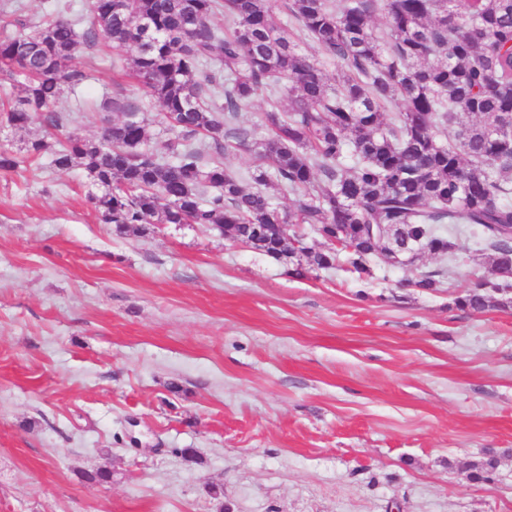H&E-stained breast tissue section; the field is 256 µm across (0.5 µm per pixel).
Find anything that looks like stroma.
Listing matches in <instances>:
<instances>
[{
  "label": "stroma",
  "mask_w": 512,
  "mask_h": 512,
  "mask_svg": "<svg viewBox=\"0 0 512 512\" xmlns=\"http://www.w3.org/2000/svg\"><path fill=\"white\" fill-rule=\"evenodd\" d=\"M73 64L92 109L56 110L94 139L112 65ZM94 190L46 155L0 170V512H512V307L454 304L473 227L294 278L197 224L116 234Z\"/></svg>",
  "instance_id": "stroma-1"
}]
</instances>
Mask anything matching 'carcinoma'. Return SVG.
Listing matches in <instances>:
<instances>
[{
    "instance_id": "cac0c4a2",
    "label": "carcinoma",
    "mask_w": 512,
    "mask_h": 512,
    "mask_svg": "<svg viewBox=\"0 0 512 512\" xmlns=\"http://www.w3.org/2000/svg\"><path fill=\"white\" fill-rule=\"evenodd\" d=\"M13 14L0 6V76L17 89L1 121L22 129L45 113L63 126L61 95L94 80L68 62L102 35L115 51L136 48L121 78L158 104L174 140L158 154L139 104L107 97L100 138L69 133L52 150L34 140L24 156L1 148L0 169L49 151L54 168L80 167L102 187L89 202L116 233L199 224L245 246L266 238L264 254L295 276L305 263L362 278L376 257L396 266L446 255L447 225L471 224L489 253L457 308L512 305V0H289L288 27L271 0H91L88 19L52 9L28 32ZM303 36L316 54L300 52ZM260 96L272 105L250 144L237 117ZM252 145L255 171L224 166L226 152ZM438 276L409 285L437 288Z\"/></svg>"
}]
</instances>
